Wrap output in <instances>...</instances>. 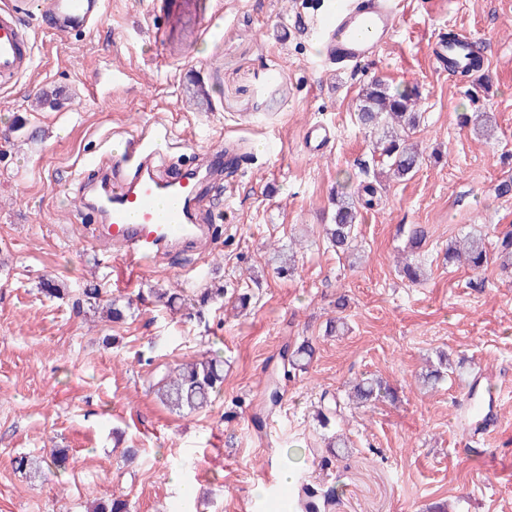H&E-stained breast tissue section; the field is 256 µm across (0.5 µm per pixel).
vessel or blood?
<instances>
[{"label": "vessel or blood", "mask_w": 512, "mask_h": 512, "mask_svg": "<svg viewBox=\"0 0 512 512\" xmlns=\"http://www.w3.org/2000/svg\"><path fill=\"white\" fill-rule=\"evenodd\" d=\"M103 5L104 0H47L41 16L57 34H83L101 18ZM31 7L32 0H15L0 9L1 88H12L34 63V43L22 21ZM399 9V0H310L304 28L321 49L320 66L343 69L375 60L395 32ZM430 53L440 65L461 72L471 62V42L460 35L437 42ZM333 138L330 126L312 124L305 133L306 148L320 154ZM165 139L156 127H143L124 149L108 155L111 180L94 182L90 193L79 197L82 213L104 223L108 242L133 267L213 235L211 225L197 223L192 209L198 174L167 178L157 171L154 160ZM498 403L497 394H490L470 425L490 432L499 422Z\"/></svg>", "instance_id": "1"}]
</instances>
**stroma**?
I'll list each match as a JSON object with an SVG mask.
<instances>
[{
	"instance_id": "35a3bbf8",
	"label": "stroma",
	"mask_w": 512,
	"mask_h": 512,
	"mask_svg": "<svg viewBox=\"0 0 512 512\" xmlns=\"http://www.w3.org/2000/svg\"><path fill=\"white\" fill-rule=\"evenodd\" d=\"M303 0H106L97 26L63 38L39 6L24 22L35 62L0 90V512H92L113 494L131 512H278L253 495L282 481V453L302 448L292 488L339 491L328 512H512V268L497 246L512 233V0H404L397 32L375 61L319 70L303 32ZM167 29L165 40L151 36ZM470 35L480 77L443 70L429 47ZM135 79L108 94L87 85L106 67ZM379 78L420 93L414 138L424 151L410 179H386L358 127L354 101ZM48 95L55 107L37 108ZM335 138L323 155L304 149L313 123ZM166 135L171 174L206 163V150L233 145L242 166L200 184L201 211L222 210L205 252L175 251L131 269L93 241L79 216L114 139L145 125ZM373 185L357 250L339 257L329 223L339 186ZM426 240L410 249L408 230ZM488 225L489 262L480 275L446 261L448 243ZM294 251L278 273L274 252ZM414 253L410 282L396 268ZM57 281L64 298L40 293ZM130 302L113 323L77 309L87 284ZM230 288L202 307H170L158 291ZM346 297L345 312L336 300ZM344 315L343 331L326 324ZM310 340L306 371L281 381L283 399L263 405L284 343ZM215 350L221 393L203 410L164 406L151 387L175 365ZM446 353L452 374L435 386L419 375ZM494 372L501 427L484 458H468L456 422L468 380ZM378 376L391 395L358 408L353 381ZM341 415L319 425L322 403ZM345 446L330 468L329 433ZM137 455L127 461L125 448ZM66 449V470L15 471Z\"/></svg>"
}]
</instances>
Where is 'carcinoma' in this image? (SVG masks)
<instances>
[{
	"mask_svg": "<svg viewBox=\"0 0 512 512\" xmlns=\"http://www.w3.org/2000/svg\"><path fill=\"white\" fill-rule=\"evenodd\" d=\"M417 89H397L381 80L367 83L357 98L356 119L373 139L374 150L387 158L394 177L404 179L413 176L420 168L423 153L410 142L411 131L417 124ZM371 195L374 188L363 187V193H336V208L332 223L325 225V234L336 252L345 255L350 252L357 237L360 209L371 205V200L362 194ZM482 229L469 231L462 239L448 245V261H459L473 273L481 272L488 263V252ZM84 301L91 308L106 311L113 322L124 319L126 306L120 300L101 298L99 288L90 286L83 290ZM315 354V347L309 341L299 345H284L279 353L284 375L289 377L307 369ZM224 382L223 360L204 356L193 362L182 364L167 373L156 384L159 398L173 410L190 412L202 409L212 402ZM389 395L381 384L369 379L353 385L350 399L366 405ZM94 512H128V502L112 495L102 500Z\"/></svg>",
	"mask_w": 512,
	"mask_h": 512,
	"instance_id": "obj_1",
	"label": "carcinoma"
}]
</instances>
